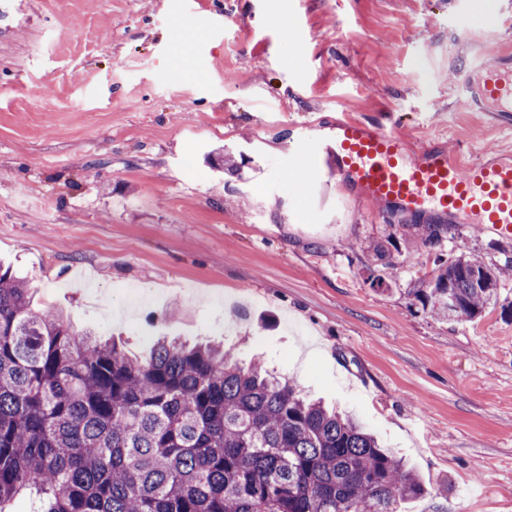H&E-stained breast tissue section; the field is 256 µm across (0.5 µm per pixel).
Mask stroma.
Wrapping results in <instances>:
<instances>
[{"label": "stroma", "instance_id": "35a3bbf8", "mask_svg": "<svg viewBox=\"0 0 512 512\" xmlns=\"http://www.w3.org/2000/svg\"><path fill=\"white\" fill-rule=\"evenodd\" d=\"M510 28L512 0H0V262L76 330L220 344L354 415L431 487L404 512H512V316L424 310L434 250L294 148L386 113L412 145L512 149L464 88ZM504 246L465 224L444 253Z\"/></svg>", "mask_w": 512, "mask_h": 512}]
</instances>
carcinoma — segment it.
Masks as SVG:
<instances>
[{"label": "carcinoma", "instance_id": "obj_1", "mask_svg": "<svg viewBox=\"0 0 512 512\" xmlns=\"http://www.w3.org/2000/svg\"><path fill=\"white\" fill-rule=\"evenodd\" d=\"M447 240L448 225L419 224L412 247ZM472 262L437 257L415 300L447 321L480 316L512 257L476 277ZM25 493L36 512H402L429 489L261 363L166 340L131 357L34 310L29 282L0 268V512Z\"/></svg>", "mask_w": 512, "mask_h": 512}]
</instances>
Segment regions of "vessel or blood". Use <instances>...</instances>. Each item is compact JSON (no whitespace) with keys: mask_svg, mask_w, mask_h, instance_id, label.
Here are the masks:
<instances>
[{"mask_svg":"<svg viewBox=\"0 0 512 512\" xmlns=\"http://www.w3.org/2000/svg\"><path fill=\"white\" fill-rule=\"evenodd\" d=\"M466 89L484 112L512 117V47L471 70ZM298 127L302 153L326 164L357 203L375 204L377 220L401 224H481L512 236V158L478 156L460 164L441 141L410 149L388 118L330 120L326 134Z\"/></svg>","mask_w":512,"mask_h":512,"instance_id":"b4317fda","label":"vessel or blood"}]
</instances>
